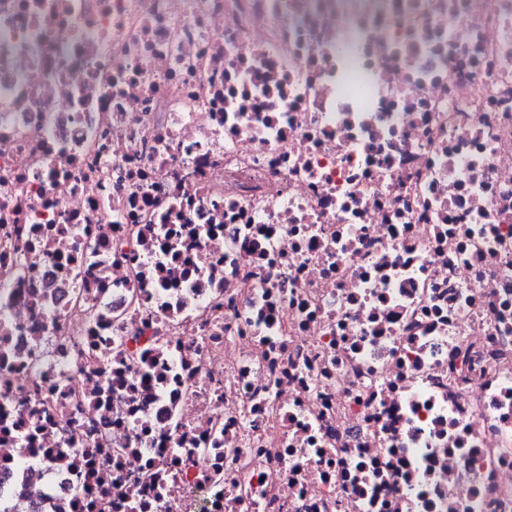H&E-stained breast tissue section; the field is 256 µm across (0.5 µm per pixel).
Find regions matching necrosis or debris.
Listing matches in <instances>:
<instances>
[{"label": "necrosis or debris", "mask_w": 512, "mask_h": 512, "mask_svg": "<svg viewBox=\"0 0 512 512\" xmlns=\"http://www.w3.org/2000/svg\"><path fill=\"white\" fill-rule=\"evenodd\" d=\"M10 512H512V0H0Z\"/></svg>", "instance_id": "4bbe7bcc"}]
</instances>
